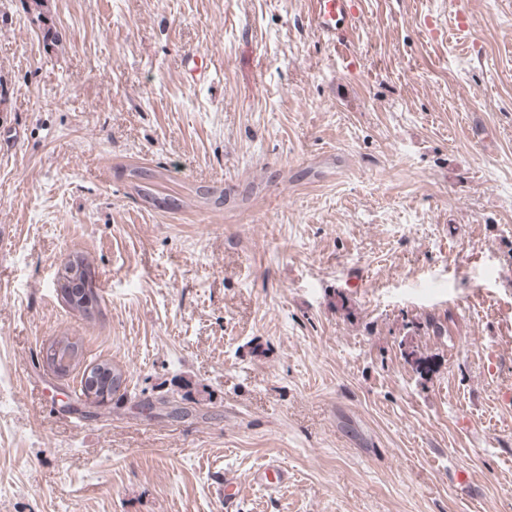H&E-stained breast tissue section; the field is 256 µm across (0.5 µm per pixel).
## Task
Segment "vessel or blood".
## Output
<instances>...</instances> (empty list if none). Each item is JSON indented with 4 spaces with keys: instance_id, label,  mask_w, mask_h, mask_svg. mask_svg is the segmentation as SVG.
<instances>
[{
    "instance_id": "obj_1",
    "label": "vessel or blood",
    "mask_w": 512,
    "mask_h": 512,
    "mask_svg": "<svg viewBox=\"0 0 512 512\" xmlns=\"http://www.w3.org/2000/svg\"><path fill=\"white\" fill-rule=\"evenodd\" d=\"M359 0H308L307 19L310 26L326 44L337 49L344 63L356 65L357 58L349 48L348 36L358 21ZM253 481L259 487L273 491L288 481V470L277 459L254 474Z\"/></svg>"
}]
</instances>
